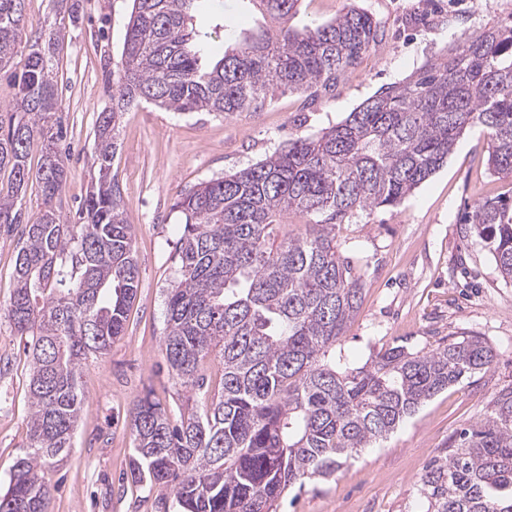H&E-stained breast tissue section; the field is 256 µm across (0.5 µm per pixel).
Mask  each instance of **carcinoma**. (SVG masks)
Returning <instances> with one entry per match:
<instances>
[{"label":"carcinoma","mask_w":512,"mask_h":512,"mask_svg":"<svg viewBox=\"0 0 512 512\" xmlns=\"http://www.w3.org/2000/svg\"><path fill=\"white\" fill-rule=\"evenodd\" d=\"M132 2L112 107L98 118L90 187L79 223L66 224L54 206L66 181L52 62L60 30L25 37V0H0V70L14 66L17 85L0 113V171H9L0 230L18 236L3 315L28 337L31 362L25 451L0 512H47V469L72 448L83 368L124 335L138 292L134 233L114 171L128 106L232 116L263 111L282 89L314 101L379 35L355 9L297 31L288 19L301 0H246L269 24L207 69L193 26L203 0ZM475 125L493 140L492 169L511 175L512 21L463 34L450 54L381 88L345 120L176 200L184 230L165 297L166 362L191 393L203 389L209 355L223 377L217 394L176 423L139 400L132 482L170 489L180 512H277L287 489L334 476L425 402L492 365L494 348L472 334L428 352L397 345L361 367L330 355L362 299L360 277L336 252V225L356 208L400 203ZM34 183L43 208L29 217L22 200ZM291 213L312 218L311 229L275 242ZM467 222L512 281V197L476 204ZM460 438L421 476L430 512H512V384Z\"/></svg>","instance_id":"obj_1"}]
</instances>
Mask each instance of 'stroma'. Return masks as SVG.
<instances>
[{
    "mask_svg": "<svg viewBox=\"0 0 512 512\" xmlns=\"http://www.w3.org/2000/svg\"><path fill=\"white\" fill-rule=\"evenodd\" d=\"M130 9L131 0H25L29 24L61 26L53 63L69 135L67 180L56 206L68 224L75 223L91 180L96 119L112 104V72ZM352 9L371 15L382 36L331 94L311 101L291 91L264 111L231 117L145 103L125 112L114 167L135 233L139 288L124 335L83 369L86 400L68 458L48 473L47 512H160L161 501L172 498L169 490L131 484L125 473L134 448V405L149 398L176 421L194 400L169 374L163 350L165 296L176 277L183 229L173 208L178 196L264 159L295 136L319 134L381 86L443 57L462 33L512 19V0H302L289 24L301 30ZM261 23L243 0H209L196 19L211 35L203 64ZM490 150L483 128L470 129L447 162L399 204L354 209L336 227V247L363 283L361 306L340 343L356 365L394 345L430 351L465 333L485 338L495 361L434 396L332 478L306 481L282 512H427L420 492L425 466L447 454L460 431L482 420L497 392L512 383V282L503 280L463 220L476 202L512 194V176L490 169ZM29 373L24 338L0 317L1 488L26 442Z\"/></svg>",
    "mask_w": 512,
    "mask_h": 512,
    "instance_id": "stroma-1",
    "label": "stroma"
}]
</instances>
